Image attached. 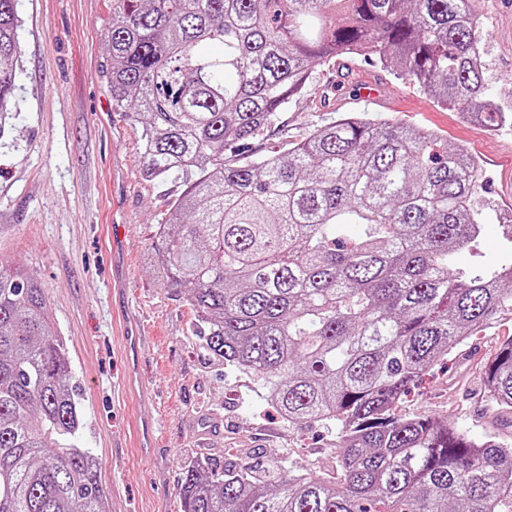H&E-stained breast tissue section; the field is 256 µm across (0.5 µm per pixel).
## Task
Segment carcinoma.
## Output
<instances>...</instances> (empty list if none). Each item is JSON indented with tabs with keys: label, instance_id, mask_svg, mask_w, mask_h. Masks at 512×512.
<instances>
[{
	"label": "carcinoma",
	"instance_id": "obj_1",
	"mask_svg": "<svg viewBox=\"0 0 512 512\" xmlns=\"http://www.w3.org/2000/svg\"><path fill=\"white\" fill-rule=\"evenodd\" d=\"M18 0H0V122L20 58ZM473 0H113L112 110L141 125L143 174L185 185L155 230L157 280L193 331L250 376L289 426L336 432L341 484L272 458L184 469L182 512H512V438L401 417L410 386L512 314V258L461 269L492 216L476 161L424 127L341 116L288 150L242 160L317 67H396L489 128ZM360 234L346 239L343 228ZM43 289L0 266V512H104L76 443L77 391ZM512 427V337L483 369Z\"/></svg>",
	"mask_w": 512,
	"mask_h": 512
}]
</instances>
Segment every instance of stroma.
<instances>
[{
  "mask_svg": "<svg viewBox=\"0 0 512 512\" xmlns=\"http://www.w3.org/2000/svg\"><path fill=\"white\" fill-rule=\"evenodd\" d=\"M485 77L512 95V0H476ZM20 66L0 135V262L33 272L46 290L79 393L80 447L100 462L106 512H181L185 464L223 465L229 448L258 462L286 457L338 481L335 434L292 428L258 387L224 371L191 333L195 315L145 257L158 220L183 190L143 176L138 124L112 109L105 36L112 0H19ZM352 77L316 68L248 158L288 149L345 112L423 126L478 162V205L494 217L459 254L468 269L505 256L499 223L512 216V127L488 128L441 107L418 84L363 57ZM376 91L361 96V83ZM512 336V320L454 348L396 407L479 438L501 433L481 391L482 365Z\"/></svg>",
  "mask_w": 512,
  "mask_h": 512,
  "instance_id": "obj_1",
  "label": "stroma"
}]
</instances>
